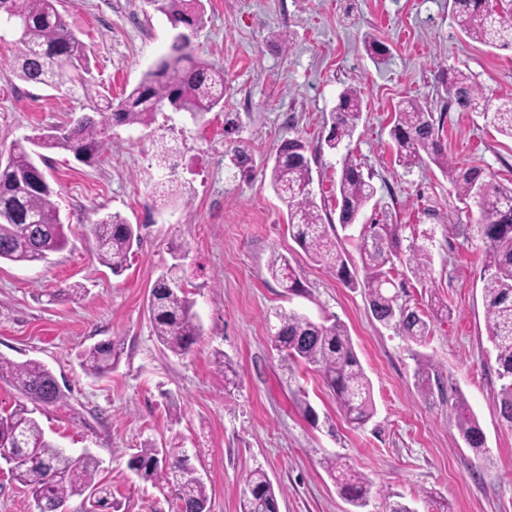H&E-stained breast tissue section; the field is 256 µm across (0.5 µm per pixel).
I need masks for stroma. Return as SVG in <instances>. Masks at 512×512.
Wrapping results in <instances>:
<instances>
[{
	"instance_id": "obj_1",
	"label": "stroma",
	"mask_w": 512,
	"mask_h": 512,
	"mask_svg": "<svg viewBox=\"0 0 512 512\" xmlns=\"http://www.w3.org/2000/svg\"><path fill=\"white\" fill-rule=\"evenodd\" d=\"M57 8L86 43L93 98L24 82L17 76V36L0 23V151L71 117L120 99L168 53L175 32L146 0H59ZM193 33L195 54L224 70V108L193 123L165 109L150 127L109 129L108 155L86 165L63 150L45 151L39 166L55 190L67 247L28 265L0 261V357L36 359L55 375L64 397L37 417L46 435L72 455L93 456L97 480L111 485L118 512H173L172 496L128 467L136 449L153 444L186 455L207 484L211 512H238L246 477L262 467L278 489L279 512H351L322 467L338 454L373 483L365 512L401 502L413 512H512V426L498 414L501 382L485 320L484 245L470 224L479 213L462 200L434 163L410 169L395 161L389 130L404 98L427 101L442 117L450 159L477 165L512 188V139L485 118L445 111L440 70H469L493 98L512 96V50L465 36L448 0H207ZM289 31L283 51L275 36ZM386 45L374 61L364 38ZM366 103L351 142L373 176V205L361 223L388 211L403 244L425 246L434 278L404 265L393 275L400 303L429 311L432 297L450 318L430 320L415 344L372 315L362 289L350 288L312 262L290 236L287 210L269 182L283 139L309 144L316 201L336 212L333 185L340 156L325 149V118L344 87ZM246 143V169L225 149ZM171 153L159 164L162 147ZM173 181L178 200L153 198ZM118 212L139 228L128 267L118 275L99 263L89 229ZM463 225L448 234L445 223ZM189 243L180 255L176 248ZM288 256L304 284L288 293L267 273L271 253ZM174 271L194 301L203 334L192 351L162 350L148 315L150 290ZM78 283L81 300L60 291ZM296 310L321 322L340 320L370 382L376 413L365 426L346 422L317 373L288 371L272 339L278 314ZM120 339V363L87 375L78 351ZM230 357L234 386L213 363ZM434 366L432 392L415 384L418 358ZM317 413L305 418L293 394ZM465 400L486 439L484 452L462 440L454 405Z\"/></svg>"
}]
</instances>
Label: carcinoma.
<instances>
[{
  "label": "carcinoma",
  "mask_w": 512,
  "mask_h": 512,
  "mask_svg": "<svg viewBox=\"0 0 512 512\" xmlns=\"http://www.w3.org/2000/svg\"><path fill=\"white\" fill-rule=\"evenodd\" d=\"M58 0H0V18L16 13L21 52L17 73L27 83L62 87L70 81L69 72H89L85 43L68 26L57 9ZM169 23L200 27L204 17L203 0H148ZM457 24L463 33L495 48L512 49V0H452ZM446 108L491 117L499 132L512 139V100L492 109L491 95L476 82L472 73L458 68L448 71L442 81ZM224 106V69L194 54L190 42L170 47L169 53L148 71L141 81L117 104H108L96 118L82 116L70 125L14 142L7 161L0 166V260L14 263L42 261L68 243L64 224L52 200L54 189L44 172L34 163L35 149H61L91 165L107 149L106 131L110 125L149 127L158 113L169 107L202 117ZM363 112L361 91L355 86L343 89L339 102L325 120L329 125L324 140L330 150L343 148L341 174L336 185L337 219L322 216L311 191L312 167L308 145L288 139L280 146L270 170V183L285 204L293 238L309 259L343 277L350 288L364 290L373 316L396 328L416 344L425 342L430 325L425 316L398 303L392 272L396 263L406 264L421 280L432 279L428 250L418 244L403 254L400 225L372 222L361 225L357 249L362 278L351 275L348 256L335 226L347 230L355 225L376 190L372 176L350 149ZM390 137L395 162L412 168L428 160L448 174L457 193L473 201L480 213L477 234L484 244V301L488 336L496 350L500 386L499 415L512 424V188H505L478 166H461L448 161L439 138V126L428 104L418 99L403 100L394 112ZM96 242L98 261L118 275L126 269L133 241L139 228L119 213H108L90 225ZM269 275L289 292L301 288L298 273L288 257L273 253L267 262ZM149 320L158 343L172 355L192 351L202 325L194 304L178 281L161 275L149 299ZM280 325L274 336L277 351L286 361L313 366L332 392L346 420L364 426L375 413L370 382L358 360L345 325L316 322L290 310L278 314ZM121 344L107 341L78 353L79 364L89 375L100 377L117 368ZM433 365L418 360L416 385L431 393ZM0 380L15 386L25 401L11 411H0V449L21 459L11 463L14 479L26 487L43 512L51 505L74 496L83 497L84 512H112V489L96 480L97 461L91 456L74 457L67 449L46 437L34 410L27 402L53 404L63 393L51 370L30 359L13 362L0 358ZM457 428L464 442L476 451L485 448V436L467 407L457 406ZM326 468L338 473L341 496L354 508L367 506L372 482L352 469L340 455L325 459ZM136 474L162 488L174 491L176 512H209L206 484L188 475L187 459L171 455L165 448L146 446L129 462ZM239 512H278L277 494L265 470L256 468L247 476Z\"/></svg>",
  "instance_id": "obj_1"
}]
</instances>
